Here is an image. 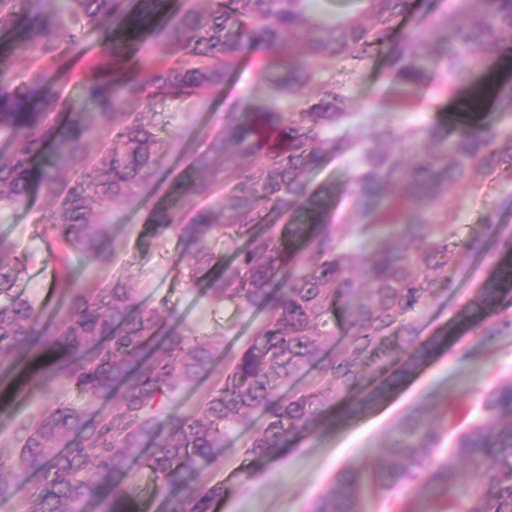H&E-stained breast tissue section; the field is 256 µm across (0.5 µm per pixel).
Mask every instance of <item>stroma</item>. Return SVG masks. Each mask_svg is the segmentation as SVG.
<instances>
[{
    "mask_svg": "<svg viewBox=\"0 0 512 512\" xmlns=\"http://www.w3.org/2000/svg\"><path fill=\"white\" fill-rule=\"evenodd\" d=\"M121 24V19L110 17L88 29L85 41L91 48L90 55L73 61L70 77L50 78L45 91L78 100L86 78L112 73L113 66L102 47ZM336 79L350 109L357 114L346 128L354 137L366 132L362 123L366 116L393 126L435 121L512 125V106L492 102L476 112H459L443 95L423 93L411 97L410 111H394L392 101L407 96L408 91L376 61L354 72L338 71ZM266 93L265 84L257 81L245 59L220 92L155 99L146 120L164 144L157 175L142 183L133 196L109 207L112 227L107 241L114 254L112 267L75 268L76 275L91 286L106 285L116 275L125 276L141 301L167 297L178 318L197 335L223 341L224 350L210 373L182 393L179 403L183 406L196 402L222 381L230 356L252 335L262 316L233 304L216 305L201 290L189 287L173 268L174 260L185 252L183 244L173 237H154L148 224L149 211L169 182L180 175L185 159L205 150L223 133L225 102H235L240 111L250 112ZM353 173L351 157L331 153L309 174L308 181L315 187L335 183L336 224L344 235L345 250L358 266L362 250L346 221L353 199ZM462 200L459 236L479 243L480 248L456 250L448 265L433 274L437 295L416 319L422 340L439 342L429 360L377 401L366 402L362 389L351 393L320 430L289 444L286 461L246 459L242 446L251 432H240L225 444L218 460L199 462L196 468L197 483L224 485V496L212 512H307L311 502L332 487L340 470L368 473L377 450L394 426L414 409H430L440 426H461L473 418L488 390L512 382V333L482 336L469 332L460 316L462 303L473 298L493 272L500 259L499 245L512 241V183L485 181L479 190L463 192ZM49 209L48 198L37 192L25 207L0 210V237L12 243L27 263V275L19 281L18 291L50 311L57 300L50 278L43 274L46 254L39 236L41 221ZM491 214L496 217L492 224L486 221ZM46 367L43 355L25 351L16 370L0 384V454L14 455V425L38 417L46 408V401L25 392L26 384ZM245 467L255 476L244 484L238 473Z\"/></svg>",
    "mask_w": 512,
    "mask_h": 512,
    "instance_id": "obj_1",
    "label": "stroma"
}]
</instances>
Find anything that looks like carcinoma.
I'll list each match as a JSON object with an SVG mask.
<instances>
[{"instance_id": "1", "label": "carcinoma", "mask_w": 512, "mask_h": 512, "mask_svg": "<svg viewBox=\"0 0 512 512\" xmlns=\"http://www.w3.org/2000/svg\"><path fill=\"white\" fill-rule=\"evenodd\" d=\"M336 2L344 9L333 15L318 0H203L170 30L156 22L164 0H140L107 51L117 58L136 53L149 30L166 57L143 77L85 83L84 99L98 109L93 125L81 104L35 94L49 77L70 76V57L89 51L86 29L125 15L126 0H0V33L10 35L0 52V132L12 143L0 153V210L25 206L35 184L53 198L41 237L61 300L50 320L15 292L26 265L0 240V370L13 368L24 349L45 350L54 361L29 391L47 398L54 384L66 383L95 406L89 416L82 405L58 402L16 426L19 457L0 456V505L25 487L19 512H83L93 498L101 512H139L120 487L144 469L157 484L161 512H210L224 483L196 485V466L240 429L254 428L242 448L246 457H270L314 431L361 384L383 338L396 335L400 349L390 352L393 369L373 399L431 354L410 316L429 305L430 271L448 264L451 247L471 248L456 240L457 189H474L490 175L512 182V126L397 130L374 123L353 139L342 132L353 117L347 98L326 75L347 62L382 58L405 88L454 96L492 61L512 56V0H450L399 38L394 33L411 0ZM15 54L37 66L18 88L5 81ZM243 57L259 64L267 97L246 117L224 106V136L187 160L182 178L153 207L150 228L186 246L174 268L188 285L217 304L255 309L264 320L233 355L224 384L171 412L177 395L208 374L224 343L190 338L168 298L142 304L121 277L88 288L71 266L76 259L112 264L109 204L156 172L162 142L140 107L161 96L218 92ZM306 88L308 107L283 109L285 101L301 105ZM489 95L511 102L512 74L492 79L460 107L477 111ZM95 132L120 146L88 154ZM229 145L236 183L226 195ZM329 152L355 159L353 224L369 247L358 276L333 224L336 185L314 190L307 182ZM196 196L214 202L186 223L177 206ZM272 209L288 211V223H269ZM224 238L236 246L229 263L216 250ZM340 309L343 336L336 335ZM461 314L474 328L496 315L512 330L511 261ZM298 377L304 387L282 395ZM373 480L395 496L422 485L436 512H512V383L489 391L463 430L440 429L422 411L406 415L380 448ZM359 485L357 473L340 471L310 512H363Z\"/></svg>"}]
</instances>
